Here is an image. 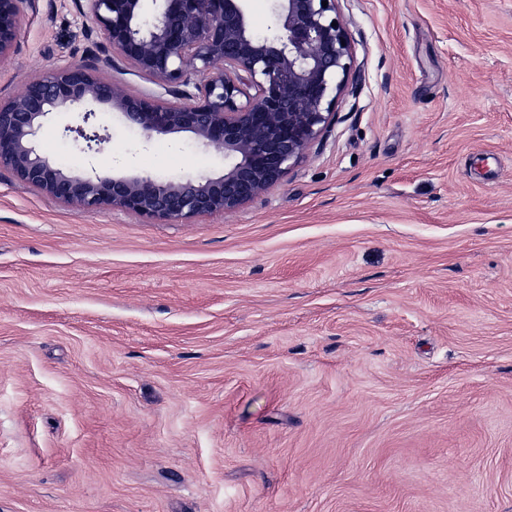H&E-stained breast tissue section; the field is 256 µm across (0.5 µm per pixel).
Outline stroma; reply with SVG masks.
<instances>
[{
	"mask_svg": "<svg viewBox=\"0 0 512 512\" xmlns=\"http://www.w3.org/2000/svg\"><path fill=\"white\" fill-rule=\"evenodd\" d=\"M336 120L233 215L46 196L0 166V512H512V0H336ZM35 0L0 99L89 59ZM65 167L222 174L107 109Z\"/></svg>",
	"mask_w": 512,
	"mask_h": 512,
	"instance_id": "stroma-1",
	"label": "stroma"
}]
</instances>
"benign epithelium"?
Masks as SVG:
<instances>
[{
    "label": "benign epithelium",
    "instance_id": "obj_1",
    "mask_svg": "<svg viewBox=\"0 0 512 512\" xmlns=\"http://www.w3.org/2000/svg\"><path fill=\"white\" fill-rule=\"evenodd\" d=\"M34 2L0 0V60L17 51L21 14ZM245 2L75 0L106 37L103 57L34 77L0 100V166L59 201L165 223L231 214L261 195L323 137L350 75L352 48L336 0H272L273 28L264 36L251 29ZM114 52L187 102L131 94L104 77L99 64L112 65ZM101 105L147 140L188 133L232 163L218 176L111 175L67 168L39 152V132L61 113L82 118L65 135L84 153L99 151L108 140L95 124Z\"/></svg>",
    "mask_w": 512,
    "mask_h": 512
}]
</instances>
